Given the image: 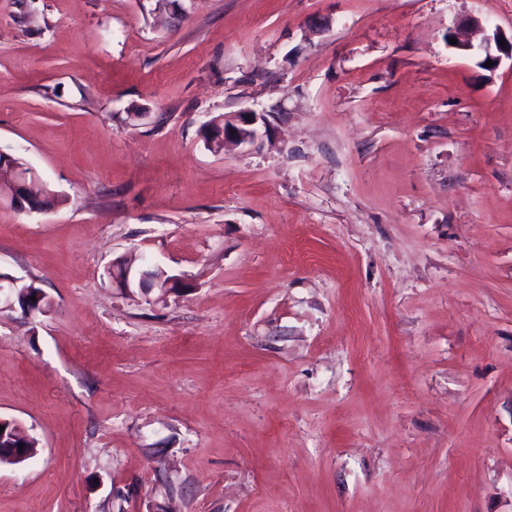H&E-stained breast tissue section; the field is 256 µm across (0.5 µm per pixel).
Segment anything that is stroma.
I'll list each match as a JSON object with an SVG mask.
<instances>
[{"instance_id": "35a3bbf8", "label": "stroma", "mask_w": 512, "mask_h": 512, "mask_svg": "<svg viewBox=\"0 0 512 512\" xmlns=\"http://www.w3.org/2000/svg\"><path fill=\"white\" fill-rule=\"evenodd\" d=\"M512 0H0V512H512ZM264 115L215 152L212 118ZM178 275L113 287L116 257ZM0 158H3L2 163H0V171H7L10 173L11 179L10 184L13 190L9 193L8 199L13 200L14 205L22 209L23 211H28V208L32 209V212H46L45 210H40L39 206L35 203L42 198L43 196V186L38 188L40 180L35 172V170L27 165V167L31 170V181L29 179L21 180L15 178V171L22 167L25 172H29L30 170L26 168L25 163L20 162L15 165L12 161L16 158L11 154L0 152ZM10 162V163H9ZM19 166V167H17ZM0 426H4L0 432V466H15L24 463L36 453V446H28L25 441L30 440L27 430L16 420L3 419L0 417ZM5 426H8L6 428ZM16 430L12 431L11 428ZM7 432L11 436H7ZM23 438V439H22ZM22 439V441H20ZM7 440V442H5ZM19 444H24L22 451H19Z\"/></svg>"}]
</instances>
